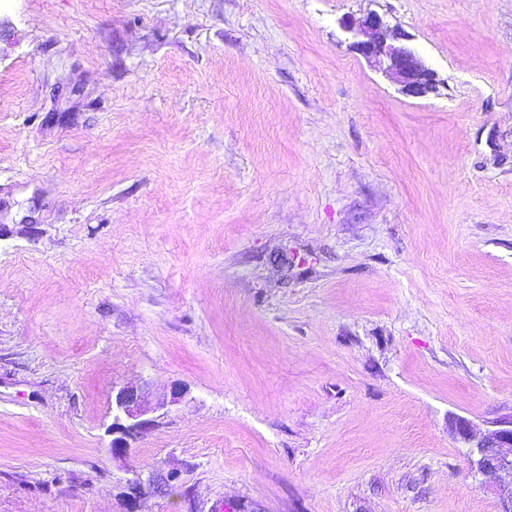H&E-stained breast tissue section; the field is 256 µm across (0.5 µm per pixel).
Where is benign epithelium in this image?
Here are the masks:
<instances>
[{
	"label": "benign epithelium",
	"instance_id": "benign-epithelium-1",
	"mask_svg": "<svg viewBox=\"0 0 512 512\" xmlns=\"http://www.w3.org/2000/svg\"><path fill=\"white\" fill-rule=\"evenodd\" d=\"M346 31L355 37L354 48L361 54L379 59L386 76L400 86V92L414 98H423L437 92L438 75L422 56L405 44L407 38L390 26L376 12H369L357 24L343 23ZM149 412L142 396L132 388H122L115 396V414L112 417L111 451L118 459H127L133 453L130 440L152 425L145 418ZM453 435L472 449L471 466L474 474L495 475L501 478L498 490L497 512H512V418L500 422L498 428L478 438L470 423L461 417L450 422ZM130 489L139 492L145 486L155 487L164 478L154 472L131 469Z\"/></svg>",
	"mask_w": 512,
	"mask_h": 512
}]
</instances>
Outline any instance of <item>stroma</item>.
<instances>
[{"mask_svg":"<svg viewBox=\"0 0 512 512\" xmlns=\"http://www.w3.org/2000/svg\"><path fill=\"white\" fill-rule=\"evenodd\" d=\"M452 416L512 418V0H0V512H496ZM347 32L357 38L353 46L361 54L379 59L386 76L400 86V92L414 98L435 94L440 85L438 75L422 56L405 44V34L390 26L376 12H368L358 23L343 22ZM366 36V40H361ZM142 396L132 388H122L115 396V414L112 417L111 451L118 459H127L133 453L130 440L152 425V420L143 418L149 412Z\"/></svg>","mask_w":512,"mask_h":512,"instance_id":"1","label":"stroma"}]
</instances>
